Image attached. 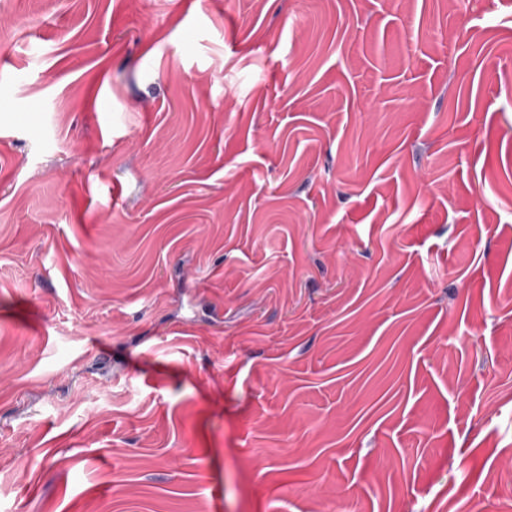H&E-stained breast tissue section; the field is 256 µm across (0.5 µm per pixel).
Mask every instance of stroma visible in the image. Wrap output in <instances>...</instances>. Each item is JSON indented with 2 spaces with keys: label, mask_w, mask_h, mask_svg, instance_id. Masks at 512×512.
<instances>
[{
  "label": "stroma",
  "mask_w": 512,
  "mask_h": 512,
  "mask_svg": "<svg viewBox=\"0 0 512 512\" xmlns=\"http://www.w3.org/2000/svg\"><path fill=\"white\" fill-rule=\"evenodd\" d=\"M512 0H0V512H506Z\"/></svg>",
  "instance_id": "stroma-1"
}]
</instances>
